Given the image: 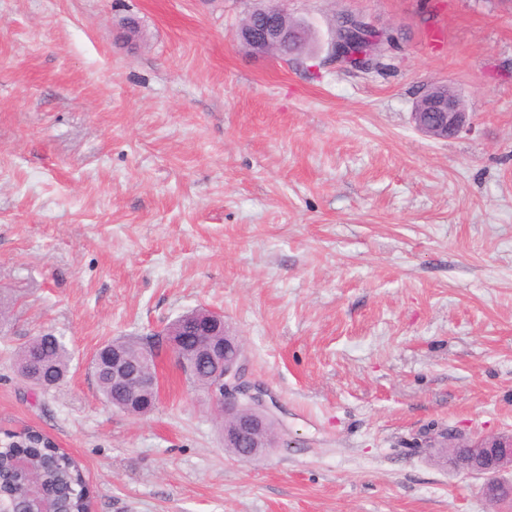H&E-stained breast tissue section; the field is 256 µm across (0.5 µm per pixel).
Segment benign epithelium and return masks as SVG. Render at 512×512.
Here are the masks:
<instances>
[{
	"mask_svg": "<svg viewBox=\"0 0 512 512\" xmlns=\"http://www.w3.org/2000/svg\"><path fill=\"white\" fill-rule=\"evenodd\" d=\"M288 14L284 0L271 5L267 0H255L246 13L247 22L238 28L233 38L249 46L251 55L266 57L270 49L280 47L284 54L300 51L303 43L301 30L290 28L282 17ZM415 128L424 136L445 140L470 132L473 122L469 113L461 109L456 93L422 92L412 113ZM161 346L171 355L180 348V337H197V347L208 354L214 364V382L208 396L233 421V428L224 434V442L242 450L241 459L257 460L253 450L255 435L270 421L263 391L246 377L247 356L243 343L229 334L224 316L205 308L193 309L181 315L160 332ZM224 337L217 346L216 337ZM112 381L129 397L134 398L145 389L160 398L158 376L144 370L127 367L126 358L117 346H112ZM432 444L445 443L452 452L447 462L466 476L482 480V493L497 505L512 504V481L501 478L504 469L512 466V433L503 435L457 437L441 432L429 437Z\"/></svg>",
	"mask_w": 512,
	"mask_h": 512,
	"instance_id": "1",
	"label": "benign epithelium"
}]
</instances>
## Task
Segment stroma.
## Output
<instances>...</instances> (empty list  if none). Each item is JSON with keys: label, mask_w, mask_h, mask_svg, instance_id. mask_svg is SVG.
Instances as JSON below:
<instances>
[{"label": "stroma", "mask_w": 512, "mask_h": 512, "mask_svg": "<svg viewBox=\"0 0 512 512\" xmlns=\"http://www.w3.org/2000/svg\"><path fill=\"white\" fill-rule=\"evenodd\" d=\"M246 0H0V434L80 465L92 512H496L434 464L441 430L512 433V0H288L313 58H258ZM392 32L380 73L327 63L331 20ZM449 84L474 130L417 132ZM223 312L281 448L224 451L160 361L101 399L104 341ZM74 353L44 390L15 349ZM101 346L102 348L98 353L100 365H98L96 370L92 373L99 394L109 405L112 407L114 405L113 408H117L119 411L127 413L128 415L142 416L147 414L140 410L143 407L152 406L153 395L148 393L142 395L141 404L126 405L127 409L122 411L119 409V405L122 404V400L119 397L114 396L112 381L120 385L131 400H133L134 397H137L138 394H141L143 390L151 389L157 404L160 398V386L158 376H156V370L153 374L144 370H139L138 368L130 370L127 367L126 358L117 346L112 344V339L107 340ZM111 358L112 371L108 367L107 362Z\"/></svg>", "instance_id": "35a3bbf8"}]
</instances>
